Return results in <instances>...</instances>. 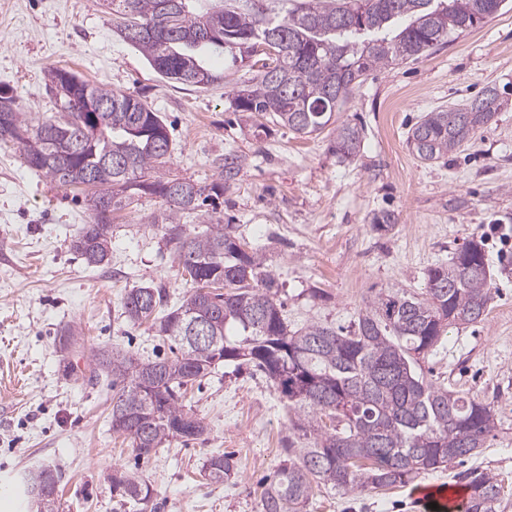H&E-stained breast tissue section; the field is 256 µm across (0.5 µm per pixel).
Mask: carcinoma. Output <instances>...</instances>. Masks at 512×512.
Returning a JSON list of instances; mask_svg holds the SVG:
<instances>
[{"mask_svg":"<svg viewBox=\"0 0 512 512\" xmlns=\"http://www.w3.org/2000/svg\"><path fill=\"white\" fill-rule=\"evenodd\" d=\"M121 37L142 52L154 70L181 84L224 79L211 65L226 51L233 60L243 47H260L254 75L232 90L239 112L266 117L301 136L334 124L336 154L350 159L361 147V129L335 123L336 112L377 69L417 60L452 34L460 35L496 14L503 0H446L441 11L427 0H105ZM60 115L32 122L0 91V141L17 144L25 163L60 187L90 190L91 223L72 249L91 267L109 264L112 213L139 193L160 196L165 209L152 218L182 274L198 285L223 282L210 297L196 288L166 308L161 287H141L123 298L133 324L176 346L171 358L140 359L93 350V373L112 377V430L126 436L138 455L150 456L174 440H198L204 421L186 408L183 389L224 364L264 373L293 412L292 430L307 441L288 440L283 460L266 483L262 512H307L314 489L343 493L404 486L483 447L497 428L492 407L429 380L421 360L448 327L483 320L492 299L491 279L479 242L426 272L424 291L393 288L371 296L346 333L319 322L292 331L278 299L277 278L258 252L243 253L230 225L208 224L189 233L179 215L224 190L233 167L224 166L210 186L170 180L162 173L171 140L160 115L139 96L114 92L70 74L55 95ZM97 105L96 117L86 102ZM502 93L485 88L479 105L468 102L426 113L406 137L409 149L427 162L460 149L501 110ZM154 173V180L144 174ZM207 325L214 346L191 342L193 320ZM207 480L237 475L229 455L207 458ZM464 512H498L497 480L471 477ZM112 492L146 509L153 487L116 470Z\"/></svg>","mask_w":512,"mask_h":512,"instance_id":"1","label":"carcinoma"}]
</instances>
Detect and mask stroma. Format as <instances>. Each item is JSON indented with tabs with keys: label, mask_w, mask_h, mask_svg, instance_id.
<instances>
[{
	"label": "stroma",
	"mask_w": 512,
	"mask_h": 512,
	"mask_svg": "<svg viewBox=\"0 0 512 512\" xmlns=\"http://www.w3.org/2000/svg\"><path fill=\"white\" fill-rule=\"evenodd\" d=\"M55 67L141 95L160 112L172 139L167 178L205 186L234 163L214 204L180 221L193 233L212 219L231 225L259 252L278 280L290 329L351 328L371 295L421 290L430 266L481 243L493 274L487 314L450 327L422 367L429 379L490 404L494 435L465 463L404 486L315 489L308 510L424 512L420 488L461 490L469 473L484 472L500 485L499 512H512V0L417 61L372 72L338 114L363 128L358 156L345 162L330 133L300 136L235 111L232 89L248 71L229 58L213 61L223 82L179 84L122 40L103 0H0V89L31 120L58 112L46 91ZM489 85L508 99L491 123L444 159L413 155L412 124ZM163 208L158 196L136 195L113 215L109 264L87 266L71 247L91 221L83 190L51 183L24 163L17 144H0V512H29L20 476L45 464L62 475L58 512H139L113 494L117 469L151 483L152 512H262L264 485L292 434L288 406L265 376L219 365L187 392L207 435L139 460L112 429L110 379L88 375L93 347L170 353V341L149 324L129 323L122 308L133 288L163 287L171 307L194 290L171 263L161 228L147 222ZM381 210L396 216L385 231L372 225ZM67 325L80 345L64 352L57 333ZM217 452L233 453L238 478L206 480L203 465Z\"/></svg>",
	"instance_id": "1"
}]
</instances>
